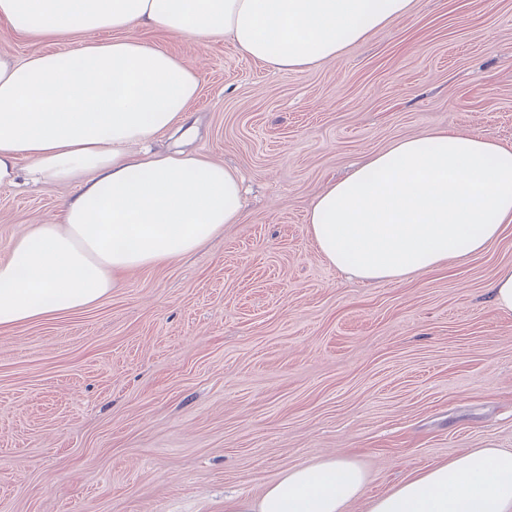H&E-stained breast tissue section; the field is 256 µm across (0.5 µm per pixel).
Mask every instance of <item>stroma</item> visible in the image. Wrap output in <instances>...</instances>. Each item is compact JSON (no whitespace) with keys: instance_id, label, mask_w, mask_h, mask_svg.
<instances>
[{"instance_id":"1","label":"stroma","mask_w":512,"mask_h":512,"mask_svg":"<svg viewBox=\"0 0 512 512\" xmlns=\"http://www.w3.org/2000/svg\"><path fill=\"white\" fill-rule=\"evenodd\" d=\"M197 69L188 150L240 172L241 223L97 304L0 331V512H224L331 455L371 497L475 448L512 450V314L489 285L512 224L466 263L349 279L306 217L394 140L512 148V0H414L335 59L277 71L230 42L148 32ZM0 22V54L66 52ZM72 187H0V260Z\"/></svg>"}]
</instances>
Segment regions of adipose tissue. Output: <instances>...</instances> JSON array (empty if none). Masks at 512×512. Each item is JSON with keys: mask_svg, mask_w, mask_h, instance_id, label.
<instances>
[{"mask_svg": "<svg viewBox=\"0 0 512 512\" xmlns=\"http://www.w3.org/2000/svg\"><path fill=\"white\" fill-rule=\"evenodd\" d=\"M413 0H0V20L83 35L67 53L0 55V186H74L53 223L32 224L0 260V328L86 309L125 272L192 253L241 220L237 173L155 150L179 132L199 75L140 30L231 39L295 71L335 58L406 16ZM512 224V149L464 131L403 137L314 200L307 232L349 276L399 281L466 262ZM366 474L329 457L294 467L224 512H346ZM369 512H512V451L477 448L373 498Z\"/></svg>", "mask_w": 512, "mask_h": 512, "instance_id": "obj_1", "label": "adipose tissue"}]
</instances>
